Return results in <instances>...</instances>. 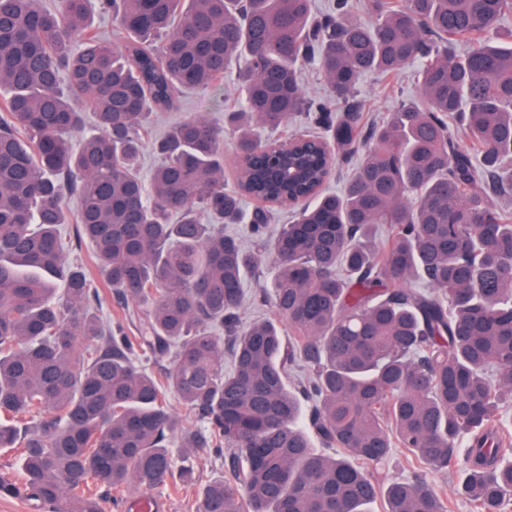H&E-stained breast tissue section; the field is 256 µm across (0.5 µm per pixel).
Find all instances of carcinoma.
I'll use <instances>...</instances> for the list:
<instances>
[{
	"label": "carcinoma",
	"mask_w": 512,
	"mask_h": 512,
	"mask_svg": "<svg viewBox=\"0 0 512 512\" xmlns=\"http://www.w3.org/2000/svg\"><path fill=\"white\" fill-rule=\"evenodd\" d=\"M364 8L369 24L349 0H0V449L18 456L0 496L131 512L194 485L178 432L227 466L196 512H453L428 474L457 471L472 512L512 499V44L491 40L512 0ZM414 62L419 99L365 120L360 77ZM308 64L334 99L303 89ZM233 68L242 103L222 127L170 124L144 183L153 115ZM297 113L320 135L255 136ZM72 221L125 317L100 315ZM244 223L255 252L224 231ZM266 263L273 315L245 324L244 273ZM235 136L224 128V188L233 189L237 183V156L234 148Z\"/></svg>",
	"instance_id": "cac0c4a2"
}]
</instances>
